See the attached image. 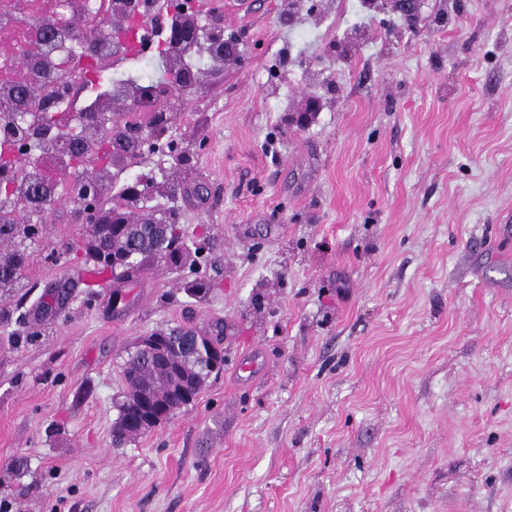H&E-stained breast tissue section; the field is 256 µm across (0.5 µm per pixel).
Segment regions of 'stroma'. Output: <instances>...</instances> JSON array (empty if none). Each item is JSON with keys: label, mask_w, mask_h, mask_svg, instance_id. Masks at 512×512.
I'll list each match as a JSON object with an SVG mask.
<instances>
[{"label": "stroma", "mask_w": 512, "mask_h": 512, "mask_svg": "<svg viewBox=\"0 0 512 512\" xmlns=\"http://www.w3.org/2000/svg\"><path fill=\"white\" fill-rule=\"evenodd\" d=\"M223 3L247 64L140 166L197 266L116 308L49 223L0 303V512H512V0ZM187 320L223 370L114 444L128 351ZM422 0H384L376 3L379 10L389 9L399 13L404 21L415 28L420 21V7Z\"/></svg>", "instance_id": "1"}]
</instances>
